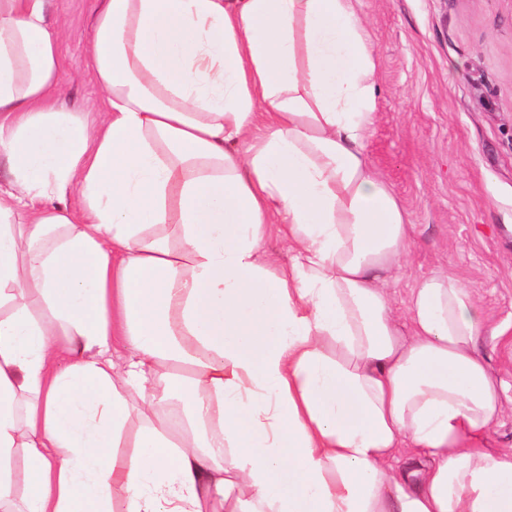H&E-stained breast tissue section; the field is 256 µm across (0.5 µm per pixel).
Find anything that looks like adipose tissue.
<instances>
[{"mask_svg":"<svg viewBox=\"0 0 512 512\" xmlns=\"http://www.w3.org/2000/svg\"><path fill=\"white\" fill-rule=\"evenodd\" d=\"M50 8L0 0V512H512L498 328L451 274L392 309L355 0H97V125Z\"/></svg>","mask_w":512,"mask_h":512,"instance_id":"ef3b65f1","label":"adipose tissue"}]
</instances>
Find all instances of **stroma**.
<instances>
[{
  "mask_svg": "<svg viewBox=\"0 0 512 512\" xmlns=\"http://www.w3.org/2000/svg\"><path fill=\"white\" fill-rule=\"evenodd\" d=\"M95 0H54L65 106L100 92L84 64ZM377 66L376 120L365 153L414 226L407 266L391 286L403 314L420 275L453 273L472 287L499 337L479 352L501 384L491 431L512 448V0H356Z\"/></svg>",
  "mask_w": 512,
  "mask_h": 512,
  "instance_id": "stroma-1",
  "label": "stroma"
}]
</instances>
